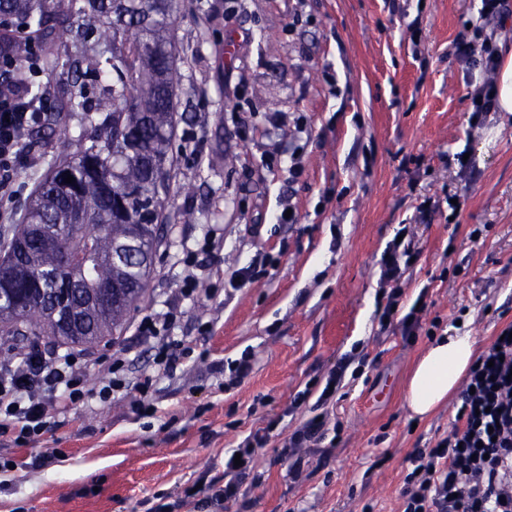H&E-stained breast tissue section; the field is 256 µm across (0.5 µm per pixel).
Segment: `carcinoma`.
<instances>
[{
	"label": "carcinoma",
	"mask_w": 512,
	"mask_h": 512,
	"mask_svg": "<svg viewBox=\"0 0 512 512\" xmlns=\"http://www.w3.org/2000/svg\"><path fill=\"white\" fill-rule=\"evenodd\" d=\"M177 0H0V59L93 35L75 72L112 83L68 100L85 113L80 152L50 160L21 223L0 237V335L63 336L73 344L122 332L145 298L162 241L179 84L170 19ZM83 16L72 27L69 9ZM40 66L25 90L44 96ZM75 181L64 182L67 176Z\"/></svg>",
	"instance_id": "obj_1"
}]
</instances>
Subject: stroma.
Returning a JSON list of instances; mask_svg holds the SVG:
<instances>
[{
	"label": "stroma",
	"instance_id": "35a3bbf8",
	"mask_svg": "<svg viewBox=\"0 0 512 512\" xmlns=\"http://www.w3.org/2000/svg\"><path fill=\"white\" fill-rule=\"evenodd\" d=\"M480 9L481 0H304L295 21L284 0H179L164 241L144 300L110 340L129 382L111 401L92 395L70 424L27 445L0 440V457L18 463L50 448L57 455L37 471L1 472L0 512H144L157 494L221 476L225 452L272 420L229 512H399L409 453L450 431L453 407L418 421L406 409L409 373L430 340L377 332L386 243L404 224L415 236L421 255L403 301L428 286L423 324L449 331L462 318L485 350L512 322V115L470 125V76L453 56ZM269 112L284 125L266 129ZM82 124V113L56 110L34 156H74ZM297 147L300 177L267 171L266 155ZM454 192L463 196L457 220L439 212L417 221L421 196ZM284 195L297 223L274 221ZM207 237L224 243L202 253L211 268L229 274L258 253L269 262L244 287L216 298L201 288L184 301L172 334L192 352L149 390L152 413L136 414L134 384L153 374L155 350L135 328L178 296L183 252ZM202 316L211 330L198 331ZM353 349L364 365L336 404L335 447L293 482L277 447L308 410L289 405ZM246 350L251 374L225 390L212 363Z\"/></svg>",
	"mask_w": 512,
	"mask_h": 512
}]
</instances>
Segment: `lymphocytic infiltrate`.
I'll list each match as a JSON object with an SVG mask.
<instances>
[{
  "label": "lymphocytic infiltrate",
  "mask_w": 512,
  "mask_h": 512,
  "mask_svg": "<svg viewBox=\"0 0 512 512\" xmlns=\"http://www.w3.org/2000/svg\"><path fill=\"white\" fill-rule=\"evenodd\" d=\"M455 57L462 67L480 64L482 82L470 93L471 116L483 119L496 103L495 75L498 59L489 42L475 43L461 37ZM8 77L0 80V192L12 193L14 177L27 161V135L43 113L33 111L22 96V78L30 68L26 59L8 64ZM400 237L387 242L380 258L379 288L374 319L380 331L395 328L403 337L415 339L421 328L427 290H420L411 305L403 303L402 285L420 250L408 227ZM359 354L342 355L324 382L306 383L293 400L294 406L309 405L304 418L281 443L279 455L288 460L294 479H301V449L315 447L331 423L330 404L350 376H358ZM97 366L103 383L97 395L107 402L125 383L120 358L85 349L65 353L32 350L21 360L0 359V437L18 446L53 431L67 422L70 410L85 404V370ZM270 439L263 428L245 435L235 455L224 458L221 481H210L200 490L185 488L169 501L158 496L146 512H175L195 504L200 512H226L241 493L243 480L254 456ZM404 476L400 512H512V339L495 338L492 347L470 367L460 393L452 429L446 435L410 453Z\"/></svg>",
  "instance_id": "1"
}]
</instances>
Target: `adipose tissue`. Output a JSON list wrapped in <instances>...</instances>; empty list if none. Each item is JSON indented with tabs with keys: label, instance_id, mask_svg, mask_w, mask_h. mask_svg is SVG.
<instances>
[{
	"label": "adipose tissue",
	"instance_id": "ef3b65f1",
	"mask_svg": "<svg viewBox=\"0 0 512 512\" xmlns=\"http://www.w3.org/2000/svg\"><path fill=\"white\" fill-rule=\"evenodd\" d=\"M477 356V340L470 334L435 340L408 379L405 401L412 415L427 416L445 403L457 391Z\"/></svg>",
	"mask_w": 512,
	"mask_h": 512
}]
</instances>
